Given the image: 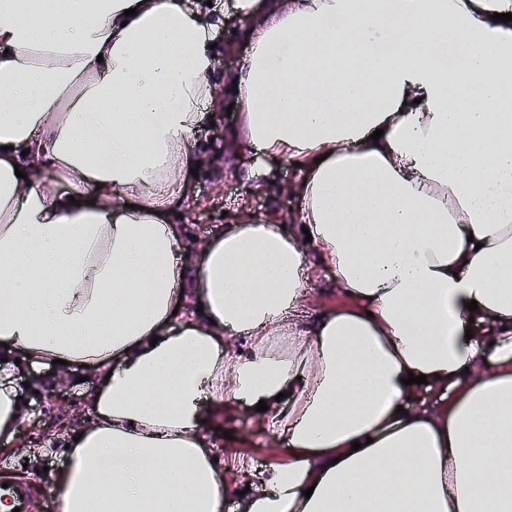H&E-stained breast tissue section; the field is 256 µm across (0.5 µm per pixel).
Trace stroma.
I'll use <instances>...</instances> for the list:
<instances>
[{
    "mask_svg": "<svg viewBox=\"0 0 512 512\" xmlns=\"http://www.w3.org/2000/svg\"><path fill=\"white\" fill-rule=\"evenodd\" d=\"M189 5L217 20V56L211 81L222 89L214 110L213 125L194 134L195 148L203 157L197 175H184L186 195L174 203L170 212L181 215L191 241L209 238L216 228L231 224L245 214L284 224L289 213L297 209L289 188L296 179L290 164L277 162L260 151L237 154L227 142L230 131L239 123V112L230 111L235 96L225 90V70H238L246 51L243 33L252 21L233 13L234 0H188ZM264 173L268 190H258L253 171ZM52 363L34 367L20 363L15 368L18 382L27 384L24 398L25 417L14 442L0 444V478L32 480L36 496L46 512H57L56 477L66 468V449L76 434L90 422L89 402L98 382L85 379L84 368L69 366L70 380L65 389V403H57V378ZM255 415L245 407L237 408L232 417L209 422L208 433L222 448L224 481L229 490L244 484L247 474L244 461L263 465L273 461L276 451L268 434L255 425Z\"/></svg>",
    "mask_w": 512,
    "mask_h": 512,
    "instance_id": "1",
    "label": "stroma"
}]
</instances>
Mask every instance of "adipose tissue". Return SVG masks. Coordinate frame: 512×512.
<instances>
[{
	"instance_id": "adipose-tissue-1",
	"label": "adipose tissue",
	"mask_w": 512,
	"mask_h": 512,
	"mask_svg": "<svg viewBox=\"0 0 512 512\" xmlns=\"http://www.w3.org/2000/svg\"><path fill=\"white\" fill-rule=\"evenodd\" d=\"M233 9L254 25L229 143L297 164L298 224L197 247L166 208L200 159L216 22L0 0V438L13 355L63 359L100 383L60 512H222L203 411L261 401L282 449L248 468L246 512H512V0ZM323 270L343 304L289 322Z\"/></svg>"
}]
</instances>
